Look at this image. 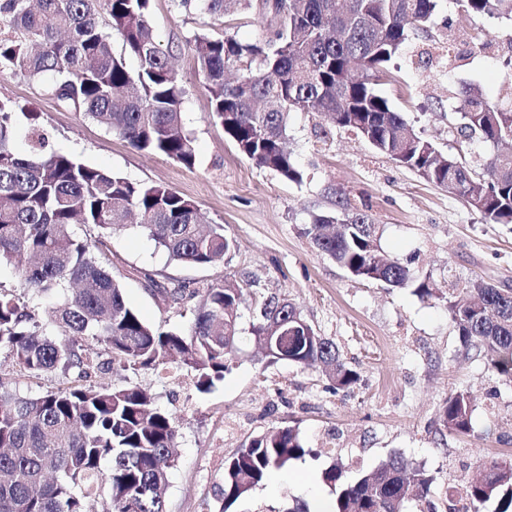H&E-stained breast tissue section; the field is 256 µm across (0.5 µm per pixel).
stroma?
<instances>
[{
  "label": "stroma",
  "mask_w": 512,
  "mask_h": 512,
  "mask_svg": "<svg viewBox=\"0 0 512 512\" xmlns=\"http://www.w3.org/2000/svg\"><path fill=\"white\" fill-rule=\"evenodd\" d=\"M152 21L186 90L194 167L132 148L21 75L0 73V98L38 112L50 148L177 191L235 241L220 261L197 267L170 262L137 226L113 234L100 259L145 320L163 331H186L199 304L195 298L164 301L147 291V278L202 288L246 273L255 292L281 294L294 303L359 375L354 386L334 390L318 370L288 362L267 365L247 335L230 372L208 393L197 390L193 371L174 364L132 377L124 371L93 376L94 384L115 387L134 378L176 419L177 463L169 475L167 512H219L225 459L276 426L296 428L310 455L274 471L229 512H288L298 500L312 510L319 500L336 498L323 479L333 463H343L354 477L393 455L435 474L431 499L438 512H448L453 475L472 477L491 461L512 459V382L465 353L444 300L350 276L314 248L306 229L314 214L329 210L336 197L346 198L372 217L384 254L444 289L452 277L512 286V224L489 223L459 197L314 112H295L289 120L302 183L257 167L212 120L189 40L203 30L253 41L263 34L262 19L242 15L228 27L204 14L179 12L172 0H153ZM510 59L511 20L475 17L456 0H438L430 37L413 38L377 90L442 153L482 159L493 154V146L466 141L448 114L467 83L479 85L490 98L503 96ZM461 388L474 397L472 429L466 435L442 433L441 409Z\"/></svg>",
  "instance_id": "1"
}]
</instances>
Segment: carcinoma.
Here are the masks:
<instances>
[{
  "label": "carcinoma",
  "instance_id": "obj_1",
  "mask_svg": "<svg viewBox=\"0 0 512 512\" xmlns=\"http://www.w3.org/2000/svg\"><path fill=\"white\" fill-rule=\"evenodd\" d=\"M152 0H0V71L41 85L64 107L119 135L133 148L192 168L194 139L183 121L184 90L151 23ZM186 13L229 21L256 14L261 39L241 42L196 32L190 49L210 97L212 118L238 152L282 179L303 174L288 148L292 112H316L357 131L374 149L425 181L463 198L495 224H512V154L492 155L476 170L442 154L409 129L375 90L411 38L429 34L437 0H172ZM475 16L512 20V0H456ZM137 60L126 67L115 53ZM456 112L461 129L485 143H512V106L491 101L477 84L463 86ZM28 121V149L17 150L20 118ZM39 116L0 100V261H15L26 288L51 300L53 331L22 296L0 291V352L16 374L39 378L61 371L64 386L39 396L17 392L0 374V512H165L168 476L179 430L139 384L93 386L91 375L114 369L136 373L170 362L197 375L208 392L230 370L241 342L240 305L255 295L248 279L200 290L181 282L156 289L178 304L202 295L188 332L161 331L125 300L120 281L99 264L95 250L132 218L173 262L215 263L232 250L224 225L167 187L137 183L119 173L46 150ZM81 226L87 233L79 235ZM307 235L314 247L351 276L435 296L430 278L379 255L378 231L368 214L339 200L316 214ZM448 313L465 348H476L489 369L512 379V288L448 278ZM293 316L286 298L258 301L249 333L260 341ZM104 346L106 358L88 345ZM319 367L336 389L359 376L336 344L313 325L286 331L268 363ZM473 398L448 395L441 425L450 434L471 430ZM309 453L290 426L251 438L224 461V505L261 484L272 470ZM336 487L335 512H397L410 498L427 502L434 476L421 464L392 456L377 469L348 479L337 464L325 472ZM469 512H512V462L493 461L483 478L460 474ZM101 510H93L94 505Z\"/></svg>",
  "mask_w": 512,
  "mask_h": 512
}]
</instances>
